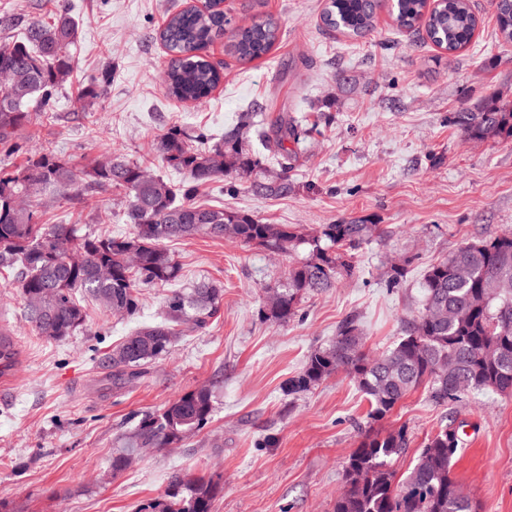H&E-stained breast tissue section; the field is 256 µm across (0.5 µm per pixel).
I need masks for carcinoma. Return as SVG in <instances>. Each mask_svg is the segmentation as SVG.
Wrapping results in <instances>:
<instances>
[{
  "mask_svg": "<svg viewBox=\"0 0 512 512\" xmlns=\"http://www.w3.org/2000/svg\"><path fill=\"white\" fill-rule=\"evenodd\" d=\"M379 7L380 0H328L321 21L346 37H363L374 29ZM426 9V0H394V24L414 30ZM495 16L499 37L512 42V0H499ZM477 27L471 0H441L429 16L427 37L454 54L470 46ZM227 31V51L240 61L263 57L279 40L272 18L235 28L215 7H186L172 14L160 32L170 96L202 103L224 82L223 68L209 59L206 49ZM78 39V22L64 8L29 22L20 37L0 43V269L16 271L14 280L34 332L42 334L49 327L48 338L58 341L74 334L86 322L81 304L86 298L133 318L143 308L141 287H171L160 321L132 330L99 358L98 366L119 388L166 358L182 325L206 328L224 295L222 286L210 282L189 290L178 287L180 267L166 241L227 237L272 253L308 250L306 259L289 267L277 297L264 303L262 317L276 322L296 315L303 294L329 288L351 272L353 251L377 225L326 224L310 231L195 202L199 187L229 174L251 179L249 189L257 194H288L287 143L298 135L295 120L279 117L266 125L257 113L241 112L224 137L208 147L194 144L177 127L170 129L157 152L167 167L185 176L178 185L117 155L77 165L51 151L32 152L34 116L53 111L58 90L73 72L72 47ZM102 88L93 82L82 90L83 111H93ZM452 123L468 140L512 139V102L494 96L455 113ZM254 140L266 155L252 150ZM21 155L24 163L15 164ZM48 186L124 194L131 231L92 235L76 224L42 223L40 195ZM422 288V311L407 322L404 336L387 353L366 352L361 330L348 321L330 345L314 351L302 371L286 380L285 392H308L344 371L367 397L376 421L425 382L439 403L469 390L511 396L512 233L460 245L426 271ZM212 410L213 391L204 386L170 400L156 413L141 415L112 451V474L125 471L133 448H170L200 431ZM458 443L453 430L441 428L398 481L393 463L407 447V432L365 433L348 458L334 512H482L478 501L456 493L451 468ZM220 492V484L211 479L178 477L149 512H211Z\"/></svg>",
  "mask_w": 512,
  "mask_h": 512,
  "instance_id": "cac0c4a2",
  "label": "carcinoma"
}]
</instances>
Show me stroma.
Here are the masks:
<instances>
[{"label": "stroma", "instance_id": "stroma-1", "mask_svg": "<svg viewBox=\"0 0 512 512\" xmlns=\"http://www.w3.org/2000/svg\"><path fill=\"white\" fill-rule=\"evenodd\" d=\"M472 2L477 33L467 50L451 55L397 30L391 0H381L374 31L355 39L324 28L326 0H227L234 23L273 18L280 39L264 57L241 62L226 52V37L216 38L207 53L223 64L225 78L197 106L167 94L159 37L167 14L191 0H0V15H17L23 25L55 3L80 24L74 71L56 97L54 122L37 125L35 149L80 164L120 154L175 181L178 173L156 152L170 128L218 136L250 108L270 121L303 114L316 130L288 144V196L257 195L226 180L202 187L198 201L271 224L345 222L385 231L356 250L351 274L304 295L284 324L262 319L261 310L297 254L225 238L170 242L182 283L221 284L223 301L206 329L184 328L167 358L121 389L97 358L136 322L90 302L85 326L72 336L36 335L6 271L0 328L18 351L0 364V501L10 512H141L179 474L220 481L212 512H333L362 434L407 430L410 444L395 463L402 476L443 427L459 436L455 481L483 512H512V397L472 391L441 405L422 386L375 421L345 373L300 395L283 390L345 320L359 326L366 350L391 348L420 309L429 266L462 243L512 232V141H470L451 122L486 96L512 100V43L497 35L491 0ZM106 73L94 114L82 112L83 87ZM44 199L45 223L102 235L129 229L117 192L86 200L74 190L51 191ZM392 257L409 261L394 287L387 283ZM201 386L215 394L205 428L113 475L112 449L133 416Z\"/></svg>", "mask_w": 512, "mask_h": 512}]
</instances>
